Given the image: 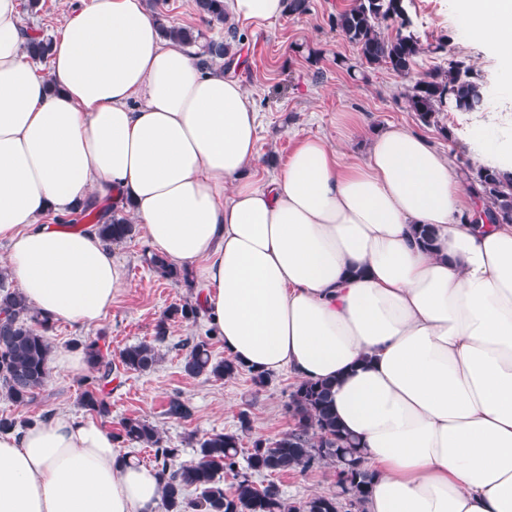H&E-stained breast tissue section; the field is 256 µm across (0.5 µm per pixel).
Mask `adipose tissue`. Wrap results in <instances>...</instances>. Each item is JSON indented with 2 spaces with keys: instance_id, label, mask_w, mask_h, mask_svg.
<instances>
[{
  "instance_id": "obj_1",
  "label": "adipose tissue",
  "mask_w": 512,
  "mask_h": 512,
  "mask_svg": "<svg viewBox=\"0 0 512 512\" xmlns=\"http://www.w3.org/2000/svg\"><path fill=\"white\" fill-rule=\"evenodd\" d=\"M263 27L287 0H228ZM512 78V0H453ZM0 0V242L27 303L90 327L126 282L98 225L47 224L87 204L134 214L155 253L192 269L226 356L332 383L374 486L367 512H512V224L477 208L448 158L391 125L357 126L364 161L302 140L261 183L257 113L238 78L162 39L144 0H92L53 40L49 74ZM479 165L498 137L464 129ZM429 225L432 247L414 234ZM155 469L111 431L60 414L0 433V512H160Z\"/></svg>"
}]
</instances>
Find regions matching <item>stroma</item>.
<instances>
[{
    "label": "stroma",
    "mask_w": 512,
    "mask_h": 512,
    "mask_svg": "<svg viewBox=\"0 0 512 512\" xmlns=\"http://www.w3.org/2000/svg\"><path fill=\"white\" fill-rule=\"evenodd\" d=\"M90 2L41 0L40 11L22 13V22L31 31L56 36L64 27L66 15ZM351 2L311 0L307 14H287L260 28L238 25L240 41L233 73L242 81L258 113L259 160L252 170L255 179L263 181L278 174L297 143L308 137L324 138L330 146L364 159L367 141L346 142L340 136L338 122L344 114L371 129L392 124L407 127L452 160L469 159L467 146L457 134L464 122L462 115L444 112L437 125H421L401 102L406 80L386 69L370 67L355 80L337 67V58L358 59L356 48L342 40L330 23L331 16ZM155 10L165 25L193 27L209 40L225 36V25L202 20L191 0H158ZM409 12L422 43L447 36L449 53L466 58L481 77L486 91L481 119L490 120L498 112L512 113V80L502 76L487 48L471 42L454 12L453 0H410ZM113 252L126 267L127 281L111 310L86 329L56 322L50 334L57 352L72 350L76 343L89 338L106 337L113 367L112 391L107 397L113 421L125 417L148 419L168 445L178 449V459L183 463L195 459L196 443L203 436L236 429L243 411L251 417L243 447H250L254 438L272 441L287 431L292 420L285 404L295 385L287 372L272 374L269 384L260 390L246 372L229 380L184 373L185 344L207 337L205 318L193 322L167 320V338L159 346L161 361L146 373L123 369L121 349L152 341L166 311L175 305L198 303L199 294L191 283H171L151 269L146 262L150 250L142 229L115 243ZM81 379V374L51 369L45 389L34 403L23 408L15 406L0 390V416L37 419L57 413L84 415L79 399ZM176 393L193 407L190 419L175 420L165 415L166 402ZM335 471V465L326 464L305 474H280L273 479L260 475L256 481L263 485L276 481L288 500L299 502L315 494L334 492Z\"/></svg>",
    "instance_id": "obj_1"
}]
</instances>
